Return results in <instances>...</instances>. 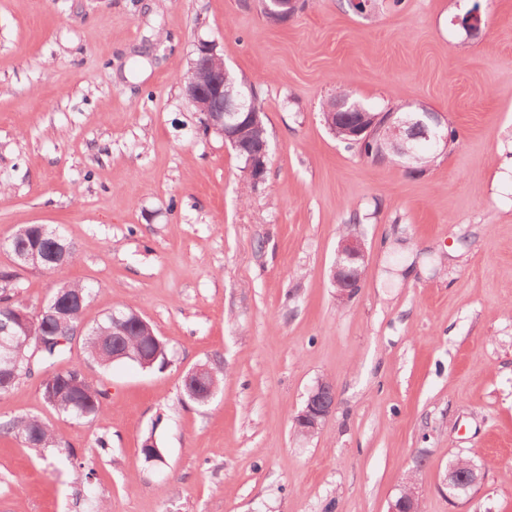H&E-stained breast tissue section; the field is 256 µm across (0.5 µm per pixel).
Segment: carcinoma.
<instances>
[{
    "label": "carcinoma",
    "instance_id": "1",
    "mask_svg": "<svg viewBox=\"0 0 512 512\" xmlns=\"http://www.w3.org/2000/svg\"><path fill=\"white\" fill-rule=\"evenodd\" d=\"M343 121L336 122V138L347 142V147L356 150L363 156H373L377 151V145L365 143L354 145L348 142V136L339 127ZM81 295L83 304H88L91 296V288L78 282H62L53 292V296L67 298L70 295ZM131 324L127 326L128 335H112V315H107L101 322L87 328L84 338V349L88 358L101 366H109L114 363L112 355L126 351L131 356L142 353L145 342L138 330L135 329L132 320L136 311L131 307L122 309ZM84 309L73 307L63 316L52 318L45 322L36 319L30 322L29 327L19 332V338L13 350L0 357V379L19 381L21 376H29L24 371L27 358L34 350H39L36 362H54L62 358L66 346L60 345L56 337L62 334H72L83 323ZM41 394L44 401L53 398L57 403L52 408L60 414L75 418H89L98 415L107 400V392L91 384L84 374L81 365H73L63 371L54 373L43 379L40 383ZM13 435L30 448H52L59 455H68L70 450L66 443L58 436L51 426L37 416L21 418L10 422L5 427H0V432Z\"/></svg>",
    "mask_w": 512,
    "mask_h": 512
}]
</instances>
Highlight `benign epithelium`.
Returning a JSON list of instances; mask_svg holds the SVG:
<instances>
[{"instance_id": "benign-epithelium-1", "label": "benign epithelium", "mask_w": 512, "mask_h": 512, "mask_svg": "<svg viewBox=\"0 0 512 512\" xmlns=\"http://www.w3.org/2000/svg\"><path fill=\"white\" fill-rule=\"evenodd\" d=\"M297 9V0H266L264 13L275 23L285 22ZM459 25L469 33H476L482 24L479 7H474L463 17L456 18ZM235 79L224 66L223 58L216 52L210 41L197 44L195 58L190 62L184 77V93L197 111L204 115L206 129L224 138V144L231 147L236 156L243 160L246 178L257 183L264 177L269 142L264 137L263 111L252 91L240 90L231 94L227 88L234 86ZM442 122L436 112H383L374 113L357 110L347 117L348 136L358 140H378L375 158L389 160L393 157L406 168L418 160L415 140H438ZM256 133V147L248 145L242 135L243 129ZM45 232L31 233L25 243L15 252L14 264L19 269L57 270L65 266L70 245L65 241L46 247L43 244ZM364 244L352 236L344 237L337 249L336 260L331 268V282L336 288L337 300H349L361 287ZM61 302L48 300L35 311H17L12 323L25 328L31 320L49 317ZM209 369L199 365L185 376L184 384L190 398L205 402L212 392L203 389ZM336 402L335 387L330 381H320L309 392L305 405L295 419V427L306 435L315 433L332 414ZM483 480L482 470L470 463L453 465L447 470L443 484L448 487L473 488ZM420 492L417 484L409 480L400 495L391 503L389 512H419Z\"/></svg>"}]
</instances>
